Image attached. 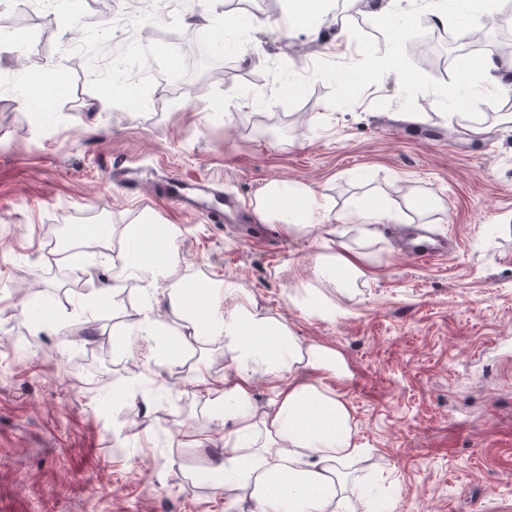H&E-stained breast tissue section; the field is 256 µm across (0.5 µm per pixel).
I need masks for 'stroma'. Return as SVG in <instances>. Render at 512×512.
Here are the masks:
<instances>
[{"label": "stroma", "mask_w": 512, "mask_h": 512, "mask_svg": "<svg viewBox=\"0 0 512 512\" xmlns=\"http://www.w3.org/2000/svg\"><path fill=\"white\" fill-rule=\"evenodd\" d=\"M128 0H82L68 25L55 0H0V512H224V494L196 471L223 447L193 378L196 354L179 365L151 361L146 346L112 347V331L142 317L139 286L117 313L70 319L119 266L73 269L69 242L82 224H131L145 215L179 228L189 272L248 289L263 311L283 317L306 344L340 350L349 377L336 383L352 407L366 455L352 468L383 497V512H512V97L479 105L478 118H440L437 100L400 109V83L386 74L345 108L327 103L312 78L304 99L239 110L237 91L271 95L266 66L310 76L316 61L349 62L357 48L336 25L284 35L288 0H238L251 24L239 42L256 50L223 65L195 58L201 28L222 14L173 10L135 17L139 37L103 22ZM147 39L155 52L129 65L144 72L120 105L101 90L123 53ZM431 78L450 82L461 40L426 29ZM341 42V50L327 44ZM95 48L75 62L72 45ZM142 176L208 179L248 212L268 183L311 186L339 215L379 196L413 231L451 238L447 256L406 255L383 225L369 243L372 265L354 288L331 291L336 316L306 309L315 286L317 233L277 222L268 246L238 224L188 218L158 200L127 195L110 179L111 158ZM51 300L40 325L22 303ZM99 365L110 384L87 385ZM148 387L112 400L131 373ZM192 435L212 436L193 448Z\"/></svg>", "instance_id": "35a3bbf8"}]
</instances>
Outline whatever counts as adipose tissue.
<instances>
[{
	"label": "adipose tissue",
	"instance_id": "ef3b65f1",
	"mask_svg": "<svg viewBox=\"0 0 512 512\" xmlns=\"http://www.w3.org/2000/svg\"><path fill=\"white\" fill-rule=\"evenodd\" d=\"M512 92V64L484 58L478 77H465L453 86L455 99L477 91ZM316 191L304 186L286 191L269 186L256 211L263 220L280 221L286 229H317L320 237L335 241L342 230L336 224H315V211L326 210ZM361 237L375 238L384 223L399 222V215L381 198L345 214ZM123 249L113 253L112 240ZM177 228L148 218L138 223L84 225L79 238L93 246L92 254H71L76 268L90 262L105 265L119 259L122 273L111 285L96 289L89 312L117 309L128 283L145 291L169 284L167 310L161 317H146L132 329L112 334L113 347L125 352L136 341L159 347L164 362L179 364L187 350L218 346L229 354L233 371L223 384L207 381L208 365L198 358L195 380L206 387L214 417L231 423L224 437V457L201 466L197 474L215 479L226 499H248L251 512H370L369 502L355 494L350 467L363 454L352 427V409L334 388L348 375L341 351L326 344H302L285 319L260 311L252 294L225 287L223 280H198L185 274L175 244ZM363 253L343 247L317 256L312 308L321 317L336 314L326 285L349 286L364 274ZM267 383L274 401L261 411L252 402L256 382Z\"/></svg>",
	"mask_w": 512,
	"mask_h": 512
}]
</instances>
